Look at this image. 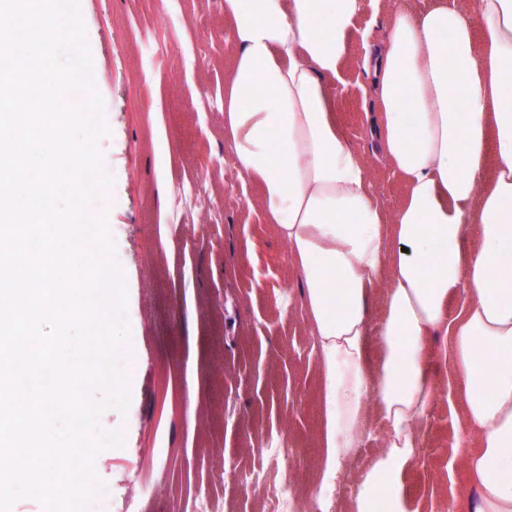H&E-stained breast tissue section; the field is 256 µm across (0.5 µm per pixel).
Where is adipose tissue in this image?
Wrapping results in <instances>:
<instances>
[{
    "instance_id": "adipose-tissue-1",
    "label": "adipose tissue",
    "mask_w": 512,
    "mask_h": 512,
    "mask_svg": "<svg viewBox=\"0 0 512 512\" xmlns=\"http://www.w3.org/2000/svg\"><path fill=\"white\" fill-rule=\"evenodd\" d=\"M471 2L436 0L413 15L394 0L385 40L363 61V110H379L376 131L405 189L390 216L327 90L353 62L362 0H224L234 49L224 127L302 276L325 381L324 479L356 448L367 397L380 405L385 450L353 512H409L403 475L435 394L429 338L440 330L480 436L463 459L477 490L471 512H512V0ZM490 143L497 173L487 181ZM468 228L479 246L466 260ZM381 281L374 326L368 300ZM460 292L465 306L449 317ZM373 331L384 347L374 363Z\"/></svg>"
}]
</instances>
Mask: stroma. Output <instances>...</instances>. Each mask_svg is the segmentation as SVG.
<instances>
[{"mask_svg": "<svg viewBox=\"0 0 512 512\" xmlns=\"http://www.w3.org/2000/svg\"><path fill=\"white\" fill-rule=\"evenodd\" d=\"M92 85L108 128L97 148L113 185L90 205L105 216L126 288L122 359L127 412L110 407L97 435L122 432L99 451L94 478L112 512H261L239 473L280 483L321 477L324 378L302 283L287 243L268 224L258 188L227 167L224 74L231 60L224 0H80ZM388 0H363L356 58L382 43ZM369 75L350 69L331 86L338 124L372 177L382 209L403 202L402 182L362 110ZM421 442L404 475L413 512H451L474 501L461 460L463 388L444 354ZM287 442L279 461L268 448Z\"/></svg>", "mask_w": 512, "mask_h": 512, "instance_id": "stroma-1", "label": "stroma"}]
</instances>
